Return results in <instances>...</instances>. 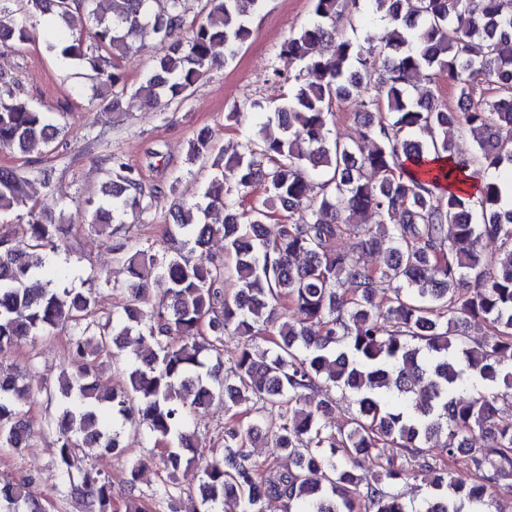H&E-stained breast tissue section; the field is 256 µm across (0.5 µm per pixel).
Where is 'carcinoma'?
Returning <instances> with one entry per match:
<instances>
[{"instance_id": "1", "label": "carcinoma", "mask_w": 512, "mask_h": 512, "mask_svg": "<svg viewBox=\"0 0 512 512\" xmlns=\"http://www.w3.org/2000/svg\"><path fill=\"white\" fill-rule=\"evenodd\" d=\"M362 1L386 21L384 33L336 38ZM208 2L207 15L190 21L186 0H25L22 20L0 27V47L28 43L31 20L54 19L47 30L59 60L96 72L110 114L131 92L119 60L136 39L153 37L164 53L131 93L159 109L236 56L265 0ZM311 2L310 24L281 45L288 71H273L292 84L288 97L226 158L207 203L173 212V246L126 248L133 300L112 321L91 319V294L39 282L72 226L28 204L27 178L0 167V215L27 207L24 249L0 230V357L28 337L68 333L52 423L58 474L84 512H113V501L112 482L83 463L81 448L119 453L128 427L163 445L169 476L200 465L191 512H220L228 499L241 512H263L269 499L293 512H503L493 492L512 497V421H502L512 413V203L504 200L512 182L491 179L474 193L444 187L467 170L512 169V0ZM423 71L448 76L458 109L432 91L411 99ZM371 82L382 96L361 97ZM338 103L355 104L359 139L329 138ZM63 116L0 83L1 150L49 153ZM465 129L486 133L468 156L452 145ZM212 152L207 132L189 142L191 162ZM111 162L90 216L101 232L160 203L135 167ZM258 188L261 206L244 209ZM212 208L224 210V223L208 221ZM370 214L379 221L366 223ZM270 222L278 224L272 238ZM218 233L242 283L230 299L224 266L184 254L188 245L204 252ZM344 238L354 239L351 249L341 248ZM384 246L382 266L360 262L358 254ZM153 277L166 285V301L146 312L141 294ZM379 288L382 306L373 303ZM467 324L484 326L490 339L468 340L459 332ZM133 336L140 348L126 365ZM226 336L238 348L223 378ZM102 359L123 373L111 388L89 381ZM332 387L354 405L335 432L333 398L301 407ZM217 393L228 415L224 456L207 458L188 423ZM27 396L21 376L0 365L1 448L25 447L19 406ZM263 431L292 466L249 461L244 441ZM459 453L473 467L469 484L448 468ZM412 475L430 487L419 510L392 492ZM30 481L0 482V512H45L25 499Z\"/></svg>"}]
</instances>
